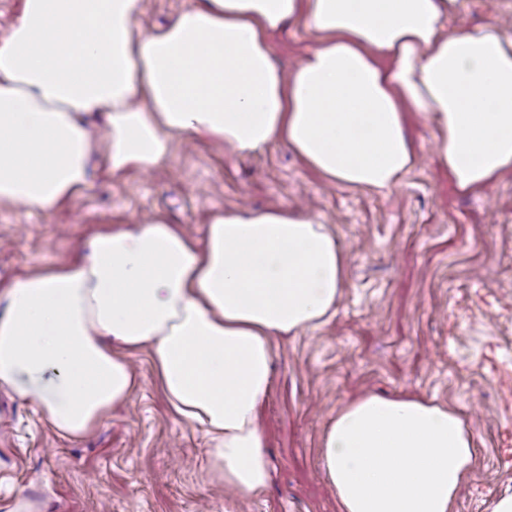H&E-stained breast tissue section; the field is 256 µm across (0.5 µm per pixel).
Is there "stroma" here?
I'll list each match as a JSON object with an SVG mask.
<instances>
[{
	"mask_svg": "<svg viewBox=\"0 0 512 512\" xmlns=\"http://www.w3.org/2000/svg\"><path fill=\"white\" fill-rule=\"evenodd\" d=\"M509 19L512 0H468L447 27ZM409 133L418 162L388 190L339 187L277 144L240 157L179 140L151 171L93 168L52 213L0 204V289L146 215L199 234L213 212L310 205L348 261L335 317L274 344L261 493L244 499L211 478L207 437L170 412L142 356L132 400L78 440L0 391V512H339L321 441L367 393L426 398L464 420L476 463L454 512H492L512 494V172L459 191L425 113L411 114Z\"/></svg>",
	"mask_w": 512,
	"mask_h": 512,
	"instance_id": "stroma-1",
	"label": "stroma"
}]
</instances>
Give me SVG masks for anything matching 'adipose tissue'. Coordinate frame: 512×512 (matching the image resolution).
Returning <instances> with one entry per match:
<instances>
[{"instance_id": "adipose-tissue-1", "label": "adipose tissue", "mask_w": 512, "mask_h": 512, "mask_svg": "<svg viewBox=\"0 0 512 512\" xmlns=\"http://www.w3.org/2000/svg\"><path fill=\"white\" fill-rule=\"evenodd\" d=\"M465 0H193L144 28V0H22L0 36V203L50 213L108 173L149 171L175 138L242 156L280 143L346 187L386 189L416 164L408 115L438 133L458 190L512 170V36L444 32ZM318 39L290 68L272 37ZM346 257L315 214L217 212L204 238L150 217L0 291V389L61 436L93 433L139 385L147 353L172 412L210 438L213 478L269 479L258 414L277 339L328 322ZM321 463L340 512H453L475 463L454 412L365 394L340 409Z\"/></svg>"}]
</instances>
